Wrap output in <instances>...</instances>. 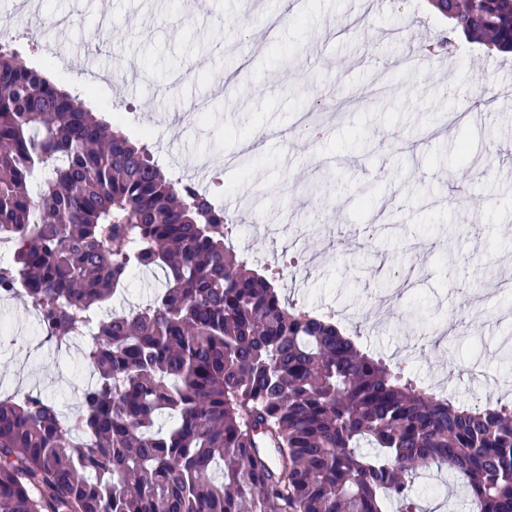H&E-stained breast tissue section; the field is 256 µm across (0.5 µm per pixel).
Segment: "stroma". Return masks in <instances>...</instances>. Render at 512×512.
I'll return each instance as SVG.
<instances>
[{
    "instance_id": "stroma-1",
    "label": "stroma",
    "mask_w": 512,
    "mask_h": 512,
    "mask_svg": "<svg viewBox=\"0 0 512 512\" xmlns=\"http://www.w3.org/2000/svg\"><path fill=\"white\" fill-rule=\"evenodd\" d=\"M72 15L68 30L54 24ZM13 46L68 90L43 48L61 44L117 86L81 93L125 114L168 173L235 156L211 194L228 241L272 270L311 261L284 295L359 333V345L463 401H512V56L460 42L425 59L446 26L427 0H41ZM491 99L495 120L472 115ZM208 112L179 120L191 102ZM309 112L307 140L292 125ZM256 144L240 156L242 134ZM0 391L74 395L76 348L36 333L33 309L0 304Z\"/></svg>"
}]
</instances>
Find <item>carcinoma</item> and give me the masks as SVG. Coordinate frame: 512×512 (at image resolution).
<instances>
[{"mask_svg":"<svg viewBox=\"0 0 512 512\" xmlns=\"http://www.w3.org/2000/svg\"><path fill=\"white\" fill-rule=\"evenodd\" d=\"M431 2L454 21L443 48L512 49V0ZM227 224L0 44V289L22 285L60 346L95 330L71 421L0 394V512H424L414 477L443 469L469 512H512V404L461 403L360 350L286 302ZM157 268L149 302L101 316Z\"/></svg>","mask_w":512,"mask_h":512,"instance_id":"1","label":"carcinoma"}]
</instances>
